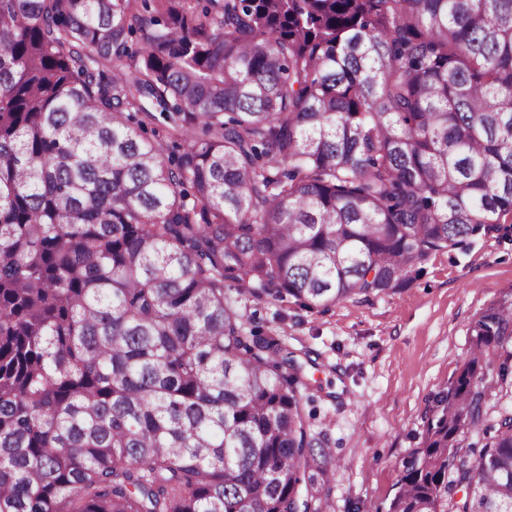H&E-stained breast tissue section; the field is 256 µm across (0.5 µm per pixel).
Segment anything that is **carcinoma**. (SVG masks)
<instances>
[{
	"label": "carcinoma",
	"mask_w": 512,
	"mask_h": 512,
	"mask_svg": "<svg viewBox=\"0 0 512 512\" xmlns=\"http://www.w3.org/2000/svg\"><path fill=\"white\" fill-rule=\"evenodd\" d=\"M511 223L512 0H0V512H333L321 385L227 291ZM469 336L387 512H512V299Z\"/></svg>",
	"instance_id": "cac0c4a2"
}]
</instances>
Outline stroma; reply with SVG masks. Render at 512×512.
<instances>
[{
  "mask_svg": "<svg viewBox=\"0 0 512 512\" xmlns=\"http://www.w3.org/2000/svg\"><path fill=\"white\" fill-rule=\"evenodd\" d=\"M510 293L512 223L467 248L431 254L389 295L341 301L325 312L240 301L250 326L324 366L316 378L326 394L304 409L334 450V512H353L362 501L387 507L404 459L420 443L428 401L467 357L472 318Z\"/></svg>",
  "mask_w": 512,
  "mask_h": 512,
  "instance_id": "35a3bbf8",
  "label": "stroma"
}]
</instances>
